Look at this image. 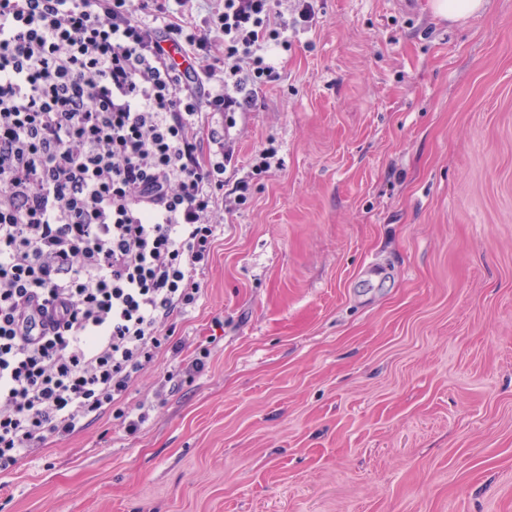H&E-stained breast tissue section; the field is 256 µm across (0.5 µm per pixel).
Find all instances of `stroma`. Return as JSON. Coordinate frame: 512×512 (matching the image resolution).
I'll return each mask as SVG.
<instances>
[{
  "label": "stroma",
  "instance_id": "35a3bbf8",
  "mask_svg": "<svg viewBox=\"0 0 512 512\" xmlns=\"http://www.w3.org/2000/svg\"><path fill=\"white\" fill-rule=\"evenodd\" d=\"M228 129L251 180L195 309L104 414L24 461L0 512H512V0H317ZM435 15L456 19L474 15L483 8L484 0H432Z\"/></svg>",
  "mask_w": 512,
  "mask_h": 512
}]
</instances>
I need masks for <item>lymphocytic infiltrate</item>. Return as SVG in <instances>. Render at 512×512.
<instances>
[{
    "instance_id": "1",
    "label": "lymphocytic infiltrate",
    "mask_w": 512,
    "mask_h": 512,
    "mask_svg": "<svg viewBox=\"0 0 512 512\" xmlns=\"http://www.w3.org/2000/svg\"><path fill=\"white\" fill-rule=\"evenodd\" d=\"M0 0V474L125 411L195 307L229 183L218 112H255L283 0Z\"/></svg>"
}]
</instances>
